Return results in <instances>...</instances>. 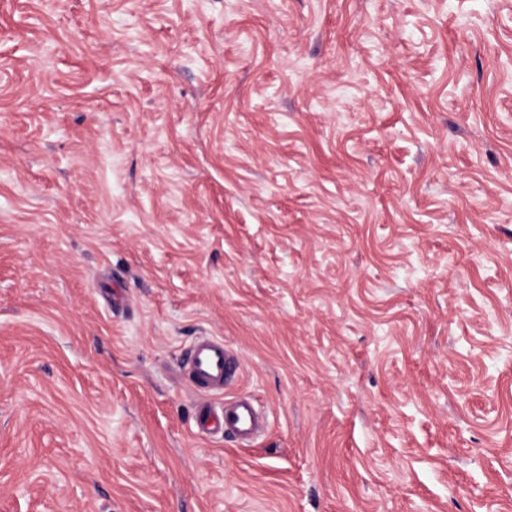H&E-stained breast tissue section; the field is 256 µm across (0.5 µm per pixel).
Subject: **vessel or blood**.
<instances>
[{
    "label": "vessel or blood",
    "instance_id": "b4317fda",
    "mask_svg": "<svg viewBox=\"0 0 512 512\" xmlns=\"http://www.w3.org/2000/svg\"><path fill=\"white\" fill-rule=\"evenodd\" d=\"M190 383L200 393L195 415L201 433L224 434L242 442L254 439L261 431L264 415L253 399L240 398L223 403L228 382L239 372L238 357L223 339L201 336L186 353Z\"/></svg>",
    "mask_w": 512,
    "mask_h": 512
}]
</instances>
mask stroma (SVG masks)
<instances>
[{"instance_id":"35a3bbf8","label":"stroma","mask_w":512,"mask_h":512,"mask_svg":"<svg viewBox=\"0 0 512 512\" xmlns=\"http://www.w3.org/2000/svg\"><path fill=\"white\" fill-rule=\"evenodd\" d=\"M0 512H512V0H0ZM190 383L199 391L196 426L203 434L224 433L248 442L261 431L264 415L251 398L224 404V387L239 372L238 357L214 336H199L186 353Z\"/></svg>"}]
</instances>
